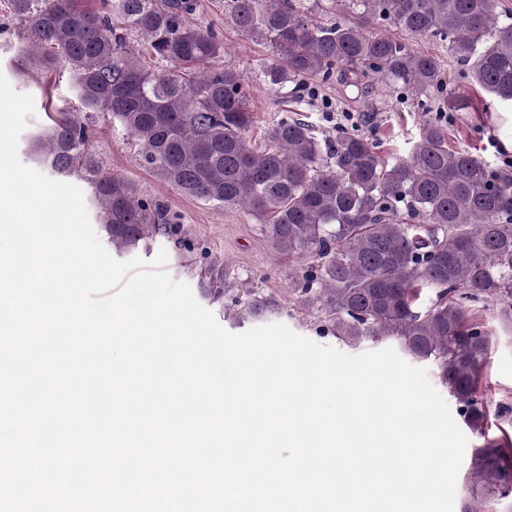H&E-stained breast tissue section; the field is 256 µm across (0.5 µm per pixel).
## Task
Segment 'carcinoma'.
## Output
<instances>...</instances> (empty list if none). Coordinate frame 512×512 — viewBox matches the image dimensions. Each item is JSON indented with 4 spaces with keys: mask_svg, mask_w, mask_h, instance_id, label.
Segmentation results:
<instances>
[{
    "mask_svg": "<svg viewBox=\"0 0 512 512\" xmlns=\"http://www.w3.org/2000/svg\"><path fill=\"white\" fill-rule=\"evenodd\" d=\"M195 6L113 0L108 10L89 0H8L22 68H66L82 111L119 122L163 180L245 211L276 251L311 259L288 272L297 302L321 312L328 331L348 344L390 340L412 359L433 361L466 425L483 434L478 382L492 336L468 303L493 302L496 320L512 330V172L448 147L451 113L466 111L468 102L448 91L438 59L364 25L448 43L464 77L507 105L512 23L501 19L495 0H348L360 23L312 19L336 10V0H224L226 20L271 43L278 60L264 78L295 103L311 77L356 85L370 76L435 113L406 156L387 159L370 138L339 131L320 140L296 116L270 121L264 145H252L243 77L213 67L223 42L188 23ZM130 32L146 39L158 68L131 57ZM51 120L49 134L35 140L37 162L54 176L88 183L113 249L169 234L162 206L94 159L78 113L56 112ZM425 288L435 299L421 308ZM467 481L474 493L512 499V446L474 449Z\"/></svg>",
    "mask_w": 512,
    "mask_h": 512,
    "instance_id": "1",
    "label": "carcinoma"
}]
</instances>
